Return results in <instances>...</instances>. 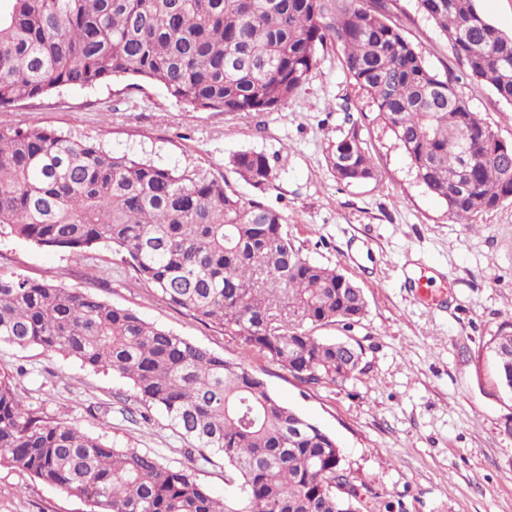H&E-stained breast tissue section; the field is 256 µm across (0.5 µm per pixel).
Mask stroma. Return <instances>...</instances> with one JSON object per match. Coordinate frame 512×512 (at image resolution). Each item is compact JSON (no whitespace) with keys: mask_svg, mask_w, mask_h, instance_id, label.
<instances>
[{"mask_svg":"<svg viewBox=\"0 0 512 512\" xmlns=\"http://www.w3.org/2000/svg\"><path fill=\"white\" fill-rule=\"evenodd\" d=\"M384 12L425 64L452 75L457 92L511 145L512 106L457 65L417 0H385ZM373 113L341 51L330 47L319 52L301 90L259 118L195 111L157 84L122 78L2 108L0 125L68 131L161 166H193L243 199L278 209L303 257L337 267L364 289L368 308L355 329L364 355L354 378L336 388L305 386L257 353L246 361L249 370L336 438L351 479L369 489L361 512H512V396L501 390L486 347L512 322V201L468 226L451 221L445 204L415 182L403 149ZM352 119L361 121L380 175L347 186L329 172L325 152ZM242 150L276 160L279 176L265 190L231 165ZM0 270L94 294L217 355H238L222 331L142 282L115 248L78 257L0 236ZM0 373L40 415L155 454L170 468L192 470L215 496H231L223 462L191 464L186 441L164 414L144 409L119 373L5 342ZM88 510L83 499L0 466V512Z\"/></svg>","mask_w":512,"mask_h":512,"instance_id":"35a3bbf8","label":"stroma"}]
</instances>
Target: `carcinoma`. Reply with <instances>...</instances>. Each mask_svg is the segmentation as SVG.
I'll use <instances>...</instances> for the list:
<instances>
[{"label":"carcinoma","instance_id":"carcinoma-1","mask_svg":"<svg viewBox=\"0 0 512 512\" xmlns=\"http://www.w3.org/2000/svg\"><path fill=\"white\" fill-rule=\"evenodd\" d=\"M383 0H0V108L53 90L144 78L199 110L273 112L296 95L317 50H342L346 71L405 152L417 183L453 221L512 199V145L433 73L389 24ZM470 77L512 105V35L478 0H418ZM337 182L375 180L358 121L330 142ZM257 189L277 178L256 151L232 156ZM286 219L244 201L194 167L167 168L99 141L0 126V234L77 256L122 250L170 304L218 325L238 347L224 358L92 294L0 272V342L41 346L130 379L197 460L224 461L231 500L187 470L119 448L26 407L0 374V465L84 499L90 512H354L363 486L342 449L285 406L246 360L257 352L306 386L344 385L363 345L350 335L364 290L294 248ZM338 325L348 336L316 335ZM512 396V322L489 341ZM344 484L341 492L336 485Z\"/></svg>","mask_w":512,"mask_h":512}]
</instances>
